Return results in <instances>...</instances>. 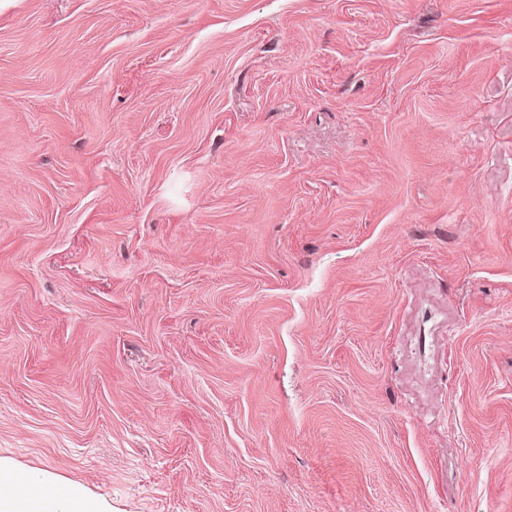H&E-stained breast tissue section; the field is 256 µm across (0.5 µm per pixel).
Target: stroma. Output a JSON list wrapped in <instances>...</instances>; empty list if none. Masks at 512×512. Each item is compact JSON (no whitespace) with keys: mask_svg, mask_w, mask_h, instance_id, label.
<instances>
[{"mask_svg":"<svg viewBox=\"0 0 512 512\" xmlns=\"http://www.w3.org/2000/svg\"><path fill=\"white\" fill-rule=\"evenodd\" d=\"M0 470L512 512V0H0Z\"/></svg>","mask_w":512,"mask_h":512,"instance_id":"35a3bbf8","label":"stroma"}]
</instances>
